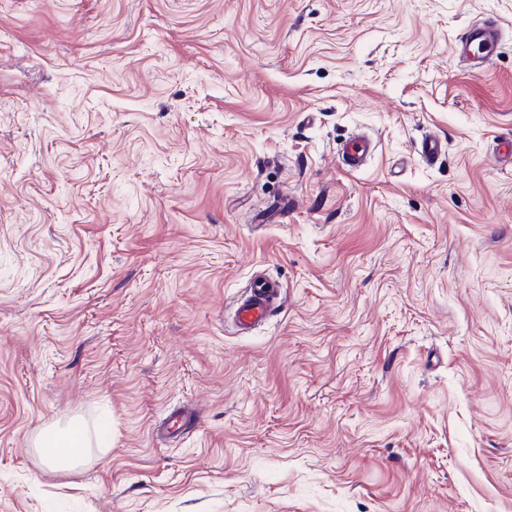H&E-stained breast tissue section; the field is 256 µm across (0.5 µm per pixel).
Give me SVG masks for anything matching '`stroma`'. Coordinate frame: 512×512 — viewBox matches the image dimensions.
I'll use <instances>...</instances> for the list:
<instances>
[{"label": "stroma", "instance_id": "35a3bbf8", "mask_svg": "<svg viewBox=\"0 0 512 512\" xmlns=\"http://www.w3.org/2000/svg\"><path fill=\"white\" fill-rule=\"evenodd\" d=\"M510 139L512 0H0V512H512ZM501 29L494 16H486L467 28L457 45V55L469 64L470 70L482 72L497 51ZM376 143L365 135H354L347 139L341 147L343 163L352 171L362 168L372 156ZM418 152L427 163H435L446 155V140L438 135H429L420 143ZM285 290L273 278L256 277L234 302L233 320L237 330L249 333L267 322L274 310L283 305ZM37 443L41 456L55 470L75 469L88 457L89 446L76 426L45 429Z\"/></svg>", "mask_w": 512, "mask_h": 512}]
</instances>
